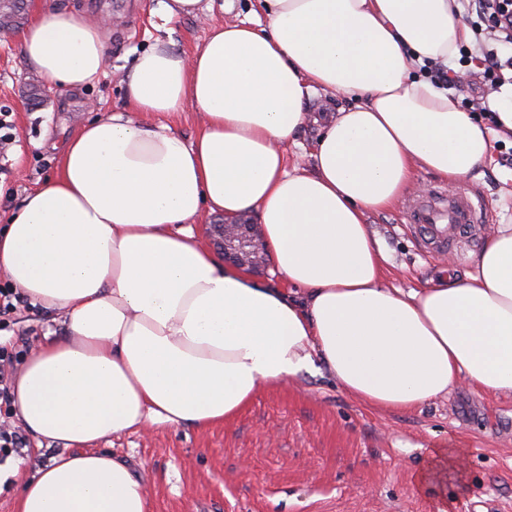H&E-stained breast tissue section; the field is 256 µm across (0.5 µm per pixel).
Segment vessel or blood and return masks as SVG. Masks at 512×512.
<instances>
[{
  "instance_id": "obj_1",
  "label": "vessel or blood",
  "mask_w": 512,
  "mask_h": 512,
  "mask_svg": "<svg viewBox=\"0 0 512 512\" xmlns=\"http://www.w3.org/2000/svg\"><path fill=\"white\" fill-rule=\"evenodd\" d=\"M483 215V198L464 184L453 191L437 189L405 206L410 228L431 254L454 250L463 240L475 239Z\"/></svg>"
}]
</instances>
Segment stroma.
Wrapping results in <instances>:
<instances>
[{
    "instance_id": "obj_1",
    "label": "stroma",
    "mask_w": 512,
    "mask_h": 512,
    "mask_svg": "<svg viewBox=\"0 0 512 512\" xmlns=\"http://www.w3.org/2000/svg\"><path fill=\"white\" fill-rule=\"evenodd\" d=\"M82 7L106 33L105 73L78 91L40 80L27 67L22 32H0V123L10 141L0 150V229L32 189L59 171L64 143L98 113L122 105L119 78L155 39L192 53L211 27L250 18L256 0H213L204 16L167 22L161 0H53ZM44 91L29 100L31 85ZM490 160L468 175L486 206V229L512 224V135H493ZM387 255L386 285L420 288L440 277H462L481 240L457 251L424 254L404 223V206L370 214ZM52 314L18 304L0 324V349L28 351ZM124 458L148 489L150 512H512V394L464 383L406 412H381L349 396L323 365L287 383L262 386L252 402L224 423L204 429L155 425L103 443ZM463 452L460 477L445 489L418 488L415 475L433 450ZM61 450L28 443L15 478L0 484V512H16L23 480Z\"/></svg>"
}]
</instances>
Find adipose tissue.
I'll return each mask as SVG.
<instances>
[{"label": "adipose tissue", "mask_w": 512, "mask_h": 512, "mask_svg": "<svg viewBox=\"0 0 512 512\" xmlns=\"http://www.w3.org/2000/svg\"><path fill=\"white\" fill-rule=\"evenodd\" d=\"M261 4L264 20L213 29L193 53L159 41L137 55L122 106L79 128L0 231V273L63 325L10 383L13 417L37 444L64 446L16 512H149L144 483L96 442L224 422L318 363L379 410L465 381L512 392V224L461 278L405 292L384 285L366 222L415 168L453 182L489 156V128L419 74L468 40L457 0ZM22 46L29 69L69 90L98 80L108 56L84 13L49 0ZM321 92L358 102L309 112ZM188 106L203 115L189 143L165 122ZM310 123L317 143L288 165L286 144ZM247 212L287 288L225 262L197 227Z\"/></svg>", "instance_id": "ef3b65f1"}]
</instances>
